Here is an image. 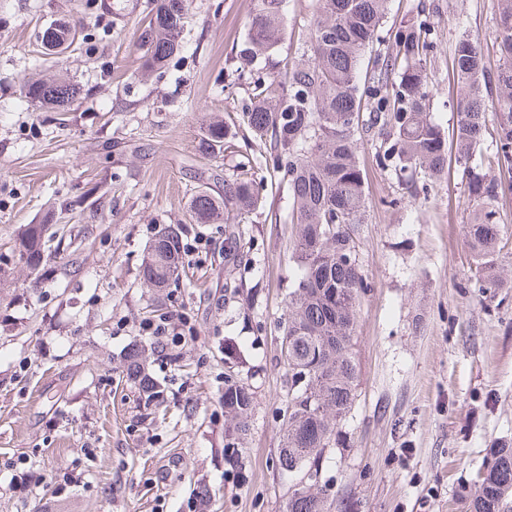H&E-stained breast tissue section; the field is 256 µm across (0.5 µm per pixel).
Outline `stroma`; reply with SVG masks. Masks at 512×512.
<instances>
[{
  "label": "stroma",
  "instance_id": "1",
  "mask_svg": "<svg viewBox=\"0 0 512 512\" xmlns=\"http://www.w3.org/2000/svg\"><path fill=\"white\" fill-rule=\"evenodd\" d=\"M155 0H0V512H282L290 481L276 469L288 391L279 324L295 226L288 184L269 148L251 137L243 107L253 86L235 53L253 0H187L183 47L164 73L138 78V35ZM422 12L433 119L451 135L457 114L452 55L461 29L477 37L488 72L494 0H392L383 34ZM311 0H286L276 59L296 60ZM76 29L63 52L43 31ZM66 72L81 88L66 111L23 97L21 80ZM234 136L232 153L200 149L210 115ZM378 133L359 162L366 217L355 239L366 289L354 357L358 397L326 452L327 512H466L489 448L512 445V288L480 296L466 226L474 204L456 163L412 194L411 175L380 165ZM264 179L263 213L242 224L235 250L224 223L198 224L200 190L224 197L243 163ZM46 227L38 267L18 238ZM178 226L211 253L166 287L144 284L157 232ZM241 277L230 292L225 281ZM187 313L195 335L156 345L148 371L166 389L145 405L122 378L143 320ZM255 396L242 460H224L221 394L227 378ZM44 477L19 493L18 459ZM79 483L56 494L65 468ZM210 499L199 508L195 492Z\"/></svg>",
  "mask_w": 512,
  "mask_h": 512
}]
</instances>
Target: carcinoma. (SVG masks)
<instances>
[{"label": "carcinoma", "mask_w": 512, "mask_h": 512, "mask_svg": "<svg viewBox=\"0 0 512 512\" xmlns=\"http://www.w3.org/2000/svg\"><path fill=\"white\" fill-rule=\"evenodd\" d=\"M391 0H315L310 29L300 58L270 73L255 85L244 122L269 142L277 167L288 176L296 234L292 259L298 276L288 289L283 335L292 337L288 360V395L282 423L278 467L322 466L337 427L357 397L358 369L353 356L359 299L364 288L354 227L363 222L365 195L359 167L357 134L387 131L380 163L411 169L426 179L414 193L427 190L448 162V147L432 120L426 57L432 41L425 20L409 19L394 34L392 50L373 51ZM494 42L500 60L487 73L479 39L464 32L453 50L458 120L452 133L456 162L463 168L475 201L476 216L467 225L476 256L471 287L487 295L512 288L501 275L500 235L494 203L512 193V0H495ZM285 0H254L245 47L247 65H269L282 39ZM186 0H156L148 24L139 35L145 50L140 77L160 73L181 49ZM71 38L60 23L47 28L43 43L59 46ZM27 101L43 108L67 109L81 87L65 78L23 79ZM492 125V151L478 152L487 125ZM201 145L208 153L232 148L224 122L204 129ZM494 169L498 177L487 178ZM261 181L245 170L224 179V203L207 191L191 201L199 224H215L224 213L244 219L262 203ZM41 232L24 230L19 247L31 266L41 263ZM182 267L179 229L161 228L142 261L143 280L163 288ZM145 347L135 344L125 359L126 376L137 382L150 404L163 400L164 388L145 371ZM227 413L226 449L241 443L250 429L254 393L243 381L224 383L221 396ZM329 486L317 493L294 489L284 512H325ZM469 512H512V446L490 449L478 474Z\"/></svg>", "instance_id": "obj_1"}]
</instances>
